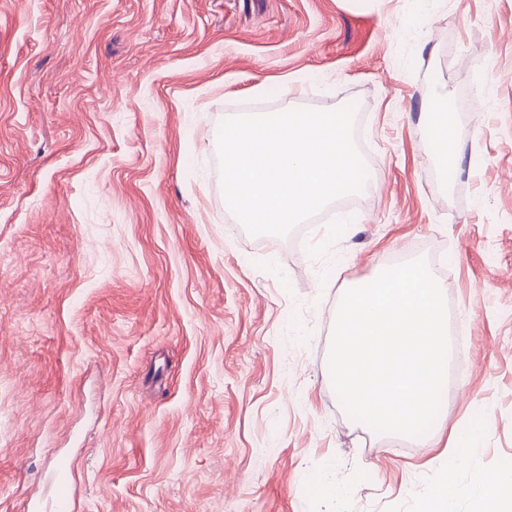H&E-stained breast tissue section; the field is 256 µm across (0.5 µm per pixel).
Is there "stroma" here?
Here are the masks:
<instances>
[{"label": "stroma", "mask_w": 512, "mask_h": 512, "mask_svg": "<svg viewBox=\"0 0 512 512\" xmlns=\"http://www.w3.org/2000/svg\"><path fill=\"white\" fill-rule=\"evenodd\" d=\"M271 95L356 103L373 168L358 207L253 237L217 135ZM436 239L464 375L413 450L328 355L346 289ZM59 458L76 512H426L448 476L481 512L512 470V0H0V512ZM426 121L433 131L432 150L434 157L445 167L459 164V153L453 139V120L448 111L447 94H437L428 105Z\"/></svg>", "instance_id": "obj_1"}]
</instances>
